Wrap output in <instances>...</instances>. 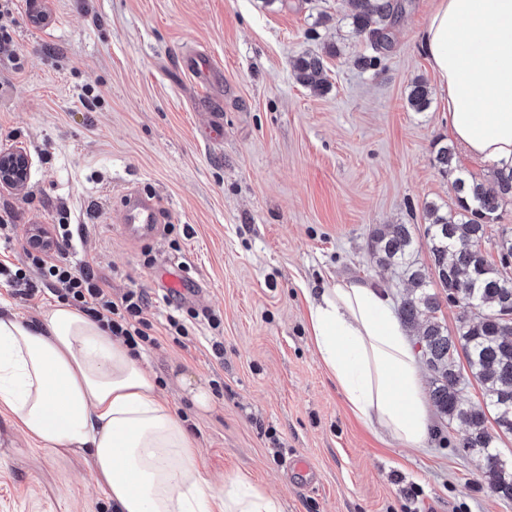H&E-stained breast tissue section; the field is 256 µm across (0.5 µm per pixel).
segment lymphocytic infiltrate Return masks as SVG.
<instances>
[{"label":"lymphocytic infiltrate","instance_id":"lymphocytic-infiltrate-1","mask_svg":"<svg viewBox=\"0 0 512 512\" xmlns=\"http://www.w3.org/2000/svg\"><path fill=\"white\" fill-rule=\"evenodd\" d=\"M74 233L67 224L53 225L42 235H30L25 250L30 269L35 270L57 299L107 326L112 335L131 348L151 344L149 323L143 316L146 299L130 290L113 297L105 282L92 268L62 258L59 247H76Z\"/></svg>","mask_w":512,"mask_h":512}]
</instances>
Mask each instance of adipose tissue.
Listing matches in <instances>:
<instances>
[{
	"label": "adipose tissue",
	"instance_id": "adipose-tissue-1",
	"mask_svg": "<svg viewBox=\"0 0 512 512\" xmlns=\"http://www.w3.org/2000/svg\"><path fill=\"white\" fill-rule=\"evenodd\" d=\"M471 155L512 161V0H438L419 35ZM312 343L351 411L410 448L431 412L410 331L375 282L341 280L308 306ZM0 405L41 449L87 456L115 512H282L243 476L215 485L155 376L100 322L64 302L39 323L0 315Z\"/></svg>",
	"mask_w": 512,
	"mask_h": 512
}]
</instances>
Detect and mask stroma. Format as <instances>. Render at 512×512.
I'll list each match as a JSON object with an SVG mask.
<instances>
[{"instance_id":"obj_1","label":"stroma","mask_w":512,"mask_h":512,"mask_svg":"<svg viewBox=\"0 0 512 512\" xmlns=\"http://www.w3.org/2000/svg\"><path fill=\"white\" fill-rule=\"evenodd\" d=\"M400 3L370 69L348 0H17L0 52V146L31 160L24 191L0 188L15 231L0 262L25 267L34 225H76L75 262L113 296L145 293L146 363L187 419L201 467L248 477L282 512H512L458 453L461 423L432 413L419 449L381 440L308 336L307 289L377 281L400 302L402 280L371 254L373 229L413 225L428 263L423 206L454 199L433 154L454 141L448 107L418 47L437 0ZM306 53L324 59V92L293 77ZM191 54L211 61L214 85L187 68ZM419 78L434 89L422 112L407 104ZM217 115L223 133L207 139ZM131 190L162 202L158 238L131 240L119 224ZM166 271L193 292L170 303ZM171 314L187 335L170 333ZM0 512L113 509L85 457L36 450L0 407Z\"/></svg>"}]
</instances>
